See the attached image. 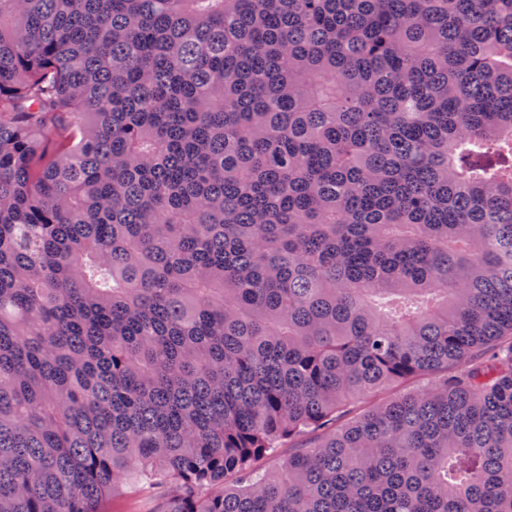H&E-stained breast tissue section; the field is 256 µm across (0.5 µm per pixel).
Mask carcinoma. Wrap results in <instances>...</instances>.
<instances>
[{
  "mask_svg": "<svg viewBox=\"0 0 512 512\" xmlns=\"http://www.w3.org/2000/svg\"><path fill=\"white\" fill-rule=\"evenodd\" d=\"M124 485L512 512V0H0V512Z\"/></svg>",
  "mask_w": 512,
  "mask_h": 512,
  "instance_id": "obj_1",
  "label": "carcinoma"
}]
</instances>
